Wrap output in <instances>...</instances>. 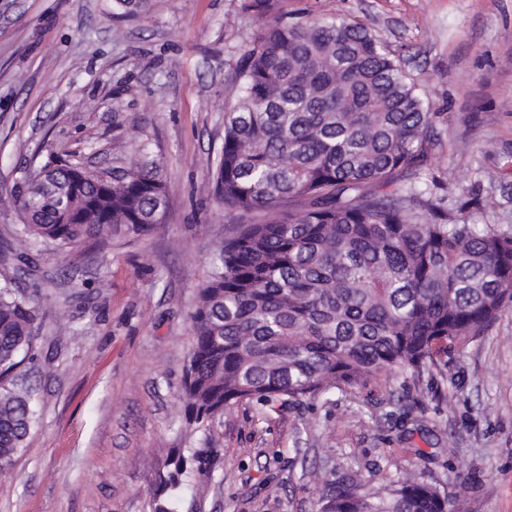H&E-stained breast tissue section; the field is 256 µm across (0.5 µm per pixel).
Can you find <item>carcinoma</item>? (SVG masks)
Returning <instances> with one entry per match:
<instances>
[{"label":"carcinoma","mask_w":512,"mask_h":512,"mask_svg":"<svg viewBox=\"0 0 512 512\" xmlns=\"http://www.w3.org/2000/svg\"><path fill=\"white\" fill-rule=\"evenodd\" d=\"M277 0H249L262 20L224 104L214 195L259 220L236 224L190 313L193 345L180 399L200 448L169 451L166 492L218 456L224 411L294 404L346 387L420 376L436 356L484 334L512 305V225L453 215L428 179L435 119L399 60L342 16L293 20ZM24 170L7 202L21 224L0 258V474L36 422L15 382L35 359L39 291L17 285L31 245L60 253L157 228L168 196L142 154L105 181L49 157ZM319 512H448V495L417 477L371 491L328 479Z\"/></svg>","instance_id":"obj_1"}]
</instances>
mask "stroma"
Returning a JSON list of instances; mask_svg holds the SVG:
<instances>
[{"label": "stroma", "mask_w": 512, "mask_h": 512, "mask_svg": "<svg viewBox=\"0 0 512 512\" xmlns=\"http://www.w3.org/2000/svg\"><path fill=\"white\" fill-rule=\"evenodd\" d=\"M332 11L403 61L433 111L431 172L449 207L512 224V0H279ZM260 22L247 0H0V194L58 155L126 166L146 146L169 207L149 235L61 255L34 251L37 348L25 376L38 420L0 477V512H152L168 449L187 447L178 400L189 314L232 218L213 194L224 102ZM268 413L243 403L217 427L220 456L175 512H318L321 477L379 488L412 472L464 512H512V307L436 368Z\"/></svg>", "instance_id": "35a3bbf8"}]
</instances>
